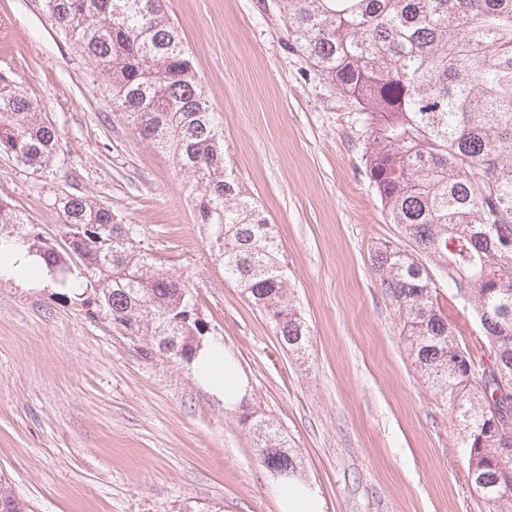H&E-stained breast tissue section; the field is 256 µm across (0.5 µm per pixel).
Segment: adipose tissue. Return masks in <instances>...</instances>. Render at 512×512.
<instances>
[{
    "instance_id": "1",
    "label": "adipose tissue",
    "mask_w": 512,
    "mask_h": 512,
    "mask_svg": "<svg viewBox=\"0 0 512 512\" xmlns=\"http://www.w3.org/2000/svg\"><path fill=\"white\" fill-rule=\"evenodd\" d=\"M0 279H22L28 285L46 283L49 275L45 266L39 265L23 245H0ZM193 372L213 395L225 404L236 403L245 390V380L235 359L225 351L221 339L213 338L203 344L193 361Z\"/></svg>"
}]
</instances>
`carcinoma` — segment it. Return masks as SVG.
<instances>
[{
    "label": "carcinoma",
    "instance_id": "1",
    "mask_svg": "<svg viewBox=\"0 0 512 512\" xmlns=\"http://www.w3.org/2000/svg\"><path fill=\"white\" fill-rule=\"evenodd\" d=\"M164 0H33L63 39L110 78L112 103L138 135L192 183L200 223L224 280L240 288L281 344L304 355L310 330L291 298L282 245L242 191L224 155V132ZM294 49L359 107L368 135L365 173L409 246L384 244L371 265L405 311L414 363L448 404L473 489L489 512H512V0H276ZM58 132L15 81L0 76V152L24 167L57 168ZM67 249L0 200V240L14 238L52 278L79 288L60 298L108 320L113 331L189 360L205 324L188 282L163 270L90 198L56 200ZM431 260L453 299L475 318L480 345L456 338L438 303ZM241 421L261 465L299 478L301 462L274 423ZM10 512L27 502L0 479Z\"/></svg>",
    "mask_w": 512,
    "mask_h": 512
}]
</instances>
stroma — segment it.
<instances>
[{
  "mask_svg": "<svg viewBox=\"0 0 512 512\" xmlns=\"http://www.w3.org/2000/svg\"><path fill=\"white\" fill-rule=\"evenodd\" d=\"M274 0H165L246 195L283 243L305 358L224 279L171 158L112 102L108 76L31 0H0V74L59 133L55 173L0 153V199L62 241L56 200L91 197L164 270L243 371L225 405L190 363L145 357L57 288L0 279V474L32 512H279L242 412L271 418L323 512H488L447 406L417 373L370 254L405 246L370 186L354 105L291 47Z\"/></svg>",
  "mask_w": 512,
  "mask_h": 512,
  "instance_id": "obj_1",
  "label": "stroma"
}]
</instances>
